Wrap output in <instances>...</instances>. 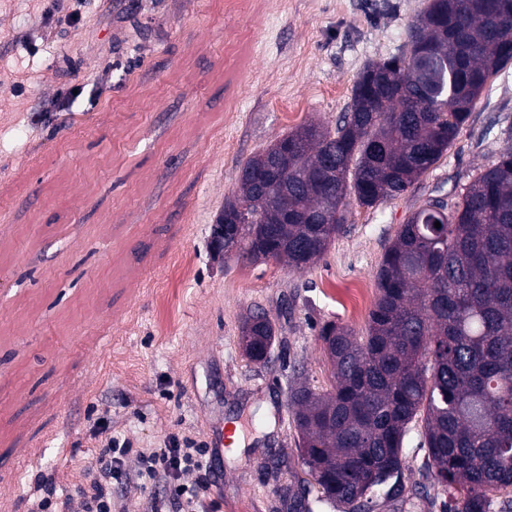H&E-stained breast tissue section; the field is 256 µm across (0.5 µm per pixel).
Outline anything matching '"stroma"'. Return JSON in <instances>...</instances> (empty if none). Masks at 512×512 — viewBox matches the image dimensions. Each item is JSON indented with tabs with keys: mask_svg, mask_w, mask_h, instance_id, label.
Here are the masks:
<instances>
[{
	"mask_svg": "<svg viewBox=\"0 0 512 512\" xmlns=\"http://www.w3.org/2000/svg\"><path fill=\"white\" fill-rule=\"evenodd\" d=\"M428 2L0 0V512H29L42 476L70 494L95 449L208 448L220 431L244 441L212 462L221 512H341L302 464L288 386H327L321 327L363 332L401 224L494 163L512 65L440 161L352 207L311 267L221 259L210 237L241 164L306 122L335 128ZM253 315L275 330L263 364L239 345ZM421 440L405 438L402 493L370 512H444ZM169 493L112 486L116 512Z\"/></svg>",
	"mask_w": 512,
	"mask_h": 512,
	"instance_id": "stroma-1",
	"label": "stroma"
}]
</instances>
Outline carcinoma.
Returning <instances> with one entry per match:
<instances>
[{"label":"carcinoma","mask_w":512,"mask_h":512,"mask_svg":"<svg viewBox=\"0 0 512 512\" xmlns=\"http://www.w3.org/2000/svg\"><path fill=\"white\" fill-rule=\"evenodd\" d=\"M408 33L401 54L359 73L336 129L301 125L242 165L215 220L236 227L239 256L286 253L304 270L352 204L399 196L436 165L512 63V0H430ZM376 279L363 334L320 330L328 388H289L303 464L342 512H369L419 425L425 476L460 493L454 512H512L511 135L453 206L429 197L412 213ZM253 332L263 351L247 358L260 362L274 329Z\"/></svg>","instance_id":"cac0c4a2"}]
</instances>
